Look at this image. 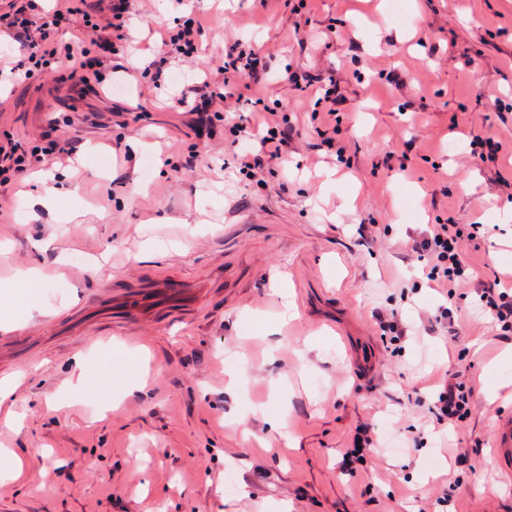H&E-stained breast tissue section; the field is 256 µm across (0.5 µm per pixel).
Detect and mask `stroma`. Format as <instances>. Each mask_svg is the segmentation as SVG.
I'll return each mask as SVG.
<instances>
[{"mask_svg":"<svg viewBox=\"0 0 512 512\" xmlns=\"http://www.w3.org/2000/svg\"><path fill=\"white\" fill-rule=\"evenodd\" d=\"M132 8L98 76L0 81V140L76 146L74 160L0 183V279L36 262L45 275L38 310L0 316V379L20 381L0 405V512H441L449 485L455 512H512V480L489 459L497 415L512 414V334L476 294L512 282V0ZM190 16L198 55L155 78L163 28ZM232 38L268 49L267 94L301 132L258 184L238 175L227 131L200 135L173 104L206 79L223 88ZM318 67L335 68L345 97L341 161L284 83ZM488 139L501 144L493 163L472 152ZM451 217L483 227L455 336L434 321L446 292L414 251ZM165 274L200 299L110 318L113 291ZM140 346L142 380L113 388ZM83 372L91 387L72 388ZM456 372L472 404L442 428L427 405ZM366 430L367 466L342 474Z\"/></svg>","mask_w":512,"mask_h":512,"instance_id":"1","label":"stroma"}]
</instances>
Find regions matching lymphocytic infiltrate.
Here are the masks:
<instances>
[{
    "label": "lymphocytic infiltrate",
    "mask_w": 512,
    "mask_h": 512,
    "mask_svg": "<svg viewBox=\"0 0 512 512\" xmlns=\"http://www.w3.org/2000/svg\"><path fill=\"white\" fill-rule=\"evenodd\" d=\"M66 8H54L44 14L40 23H33L28 11L30 0H8L9 9L0 12V35L23 41L22 61L29 71L51 67L57 55H64L71 74L94 75L102 63V51L113 48L123 40L130 15V0H105L103 12L87 8L88 0H66ZM78 16L90 34L89 46H72L66 53H59L55 35L64 20ZM262 48L234 40L225 43L219 69L224 74V91L213 90L209 82L188 87L176 98L179 107L196 111L199 122L210 125L222 120L224 114L236 111L240 102L234 92L237 81H245L251 91L253 111L267 115L264 135H257L250 121L240 119L230 122L231 148L236 151V166L245 179L259 182L271 166L283 164L288 159L298 129L291 116L283 112L279 103L269 102L264 90L269 82L270 69L265 62ZM287 82L294 90L309 96L312 118L334 117L341 102L338 81L334 71H292ZM258 140V147H249V140ZM72 148L60 146L55 141L27 147L18 141L0 145V176L11 178L35 169L54 159L71 158ZM480 231L476 224H435L430 233L416 247L419 256L428 258L427 275L430 281L453 289L466 280L468 268L464 244L476 240ZM471 389L457 375L443 381L432 405L438 424L457 426L467 415Z\"/></svg>",
    "instance_id": "lymphocytic-infiltrate-1"
}]
</instances>
